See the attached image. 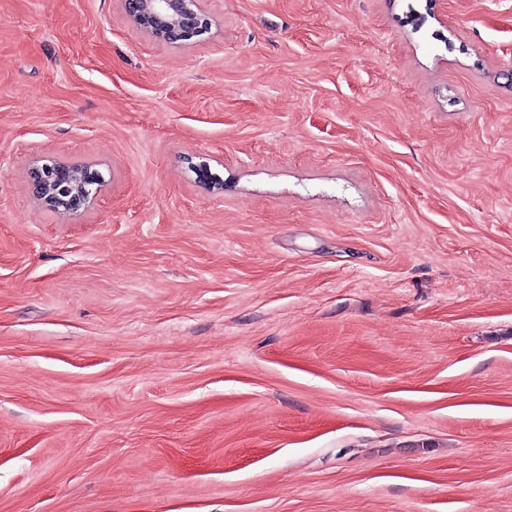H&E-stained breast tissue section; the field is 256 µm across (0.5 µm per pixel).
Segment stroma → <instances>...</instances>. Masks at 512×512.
<instances>
[{"label":"stroma","instance_id":"35a3bbf8","mask_svg":"<svg viewBox=\"0 0 512 512\" xmlns=\"http://www.w3.org/2000/svg\"><path fill=\"white\" fill-rule=\"evenodd\" d=\"M205 7L0 0V512H512V0ZM203 0H122L127 16L152 37L182 44L207 31L210 18ZM33 192L49 209L63 215H71L84 210L91 203L102 184L101 174L84 164L53 162L33 167L30 171ZM90 187L96 185L95 192L84 188L82 193L73 192L74 183Z\"/></svg>","mask_w":512,"mask_h":512}]
</instances>
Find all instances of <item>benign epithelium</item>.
Returning <instances> with one entry per match:
<instances>
[{"label": "benign epithelium", "mask_w": 512, "mask_h": 512, "mask_svg": "<svg viewBox=\"0 0 512 512\" xmlns=\"http://www.w3.org/2000/svg\"><path fill=\"white\" fill-rule=\"evenodd\" d=\"M127 16L152 37L182 44L207 31L210 18L203 0H122ZM33 192L49 209L63 215L77 213L91 203L92 186L101 174L88 165L55 162L30 171Z\"/></svg>", "instance_id": "1"}]
</instances>
